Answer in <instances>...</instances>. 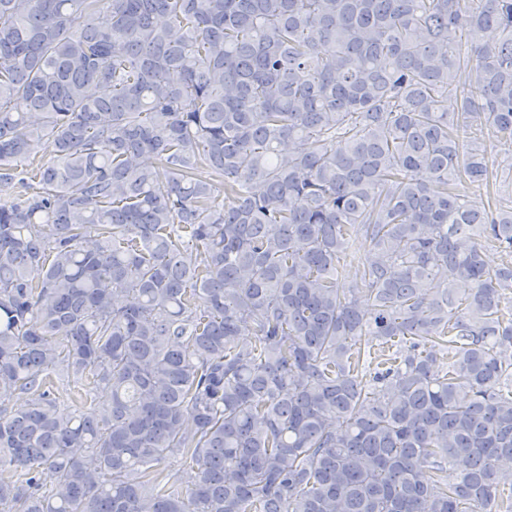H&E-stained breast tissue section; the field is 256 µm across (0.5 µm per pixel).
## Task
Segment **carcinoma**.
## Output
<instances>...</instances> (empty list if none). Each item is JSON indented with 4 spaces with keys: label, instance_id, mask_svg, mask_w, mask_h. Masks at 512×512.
<instances>
[{
    "label": "carcinoma",
    "instance_id": "cac0c4a2",
    "mask_svg": "<svg viewBox=\"0 0 512 512\" xmlns=\"http://www.w3.org/2000/svg\"><path fill=\"white\" fill-rule=\"evenodd\" d=\"M494 177L512 0H0V512H512Z\"/></svg>",
    "mask_w": 512,
    "mask_h": 512
}]
</instances>
